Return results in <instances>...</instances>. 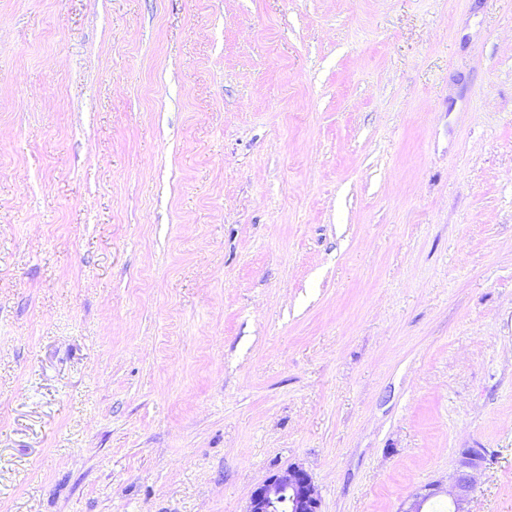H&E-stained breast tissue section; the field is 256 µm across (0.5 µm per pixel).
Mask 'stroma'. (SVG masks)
I'll list each match as a JSON object with an SVG mask.
<instances>
[{
  "instance_id": "stroma-1",
  "label": "stroma",
  "mask_w": 512,
  "mask_h": 512,
  "mask_svg": "<svg viewBox=\"0 0 512 512\" xmlns=\"http://www.w3.org/2000/svg\"><path fill=\"white\" fill-rule=\"evenodd\" d=\"M512 512V0H0V512ZM484 458V449L466 448L462 452L458 468L448 477L447 486L432 483L421 488L413 495L410 506L403 512H425V504L438 497H446L450 512H471L469 507L475 491L474 472L481 467ZM245 512H320V499L308 472L289 466L253 490Z\"/></svg>"
}]
</instances>
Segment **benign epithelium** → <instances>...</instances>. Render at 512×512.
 I'll use <instances>...</instances> for the list:
<instances>
[{
  "mask_svg": "<svg viewBox=\"0 0 512 512\" xmlns=\"http://www.w3.org/2000/svg\"><path fill=\"white\" fill-rule=\"evenodd\" d=\"M484 458L482 448L465 449L458 468L448 477L447 486L432 483L421 488L404 512H423L425 504L438 497L448 500L449 512H471L474 472ZM246 512H320V499L308 472L295 465L271 474L259 484L250 496Z\"/></svg>",
  "mask_w": 512,
  "mask_h": 512,
  "instance_id": "1",
  "label": "benign epithelium"
}]
</instances>
